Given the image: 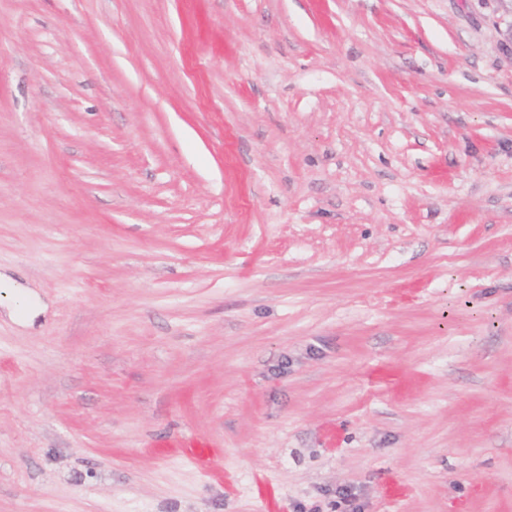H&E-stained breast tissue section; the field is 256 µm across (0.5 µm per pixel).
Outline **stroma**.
I'll use <instances>...</instances> for the list:
<instances>
[{"mask_svg": "<svg viewBox=\"0 0 512 512\" xmlns=\"http://www.w3.org/2000/svg\"><path fill=\"white\" fill-rule=\"evenodd\" d=\"M511 27L0 0V512H512Z\"/></svg>", "mask_w": 512, "mask_h": 512, "instance_id": "1", "label": "stroma"}]
</instances>
